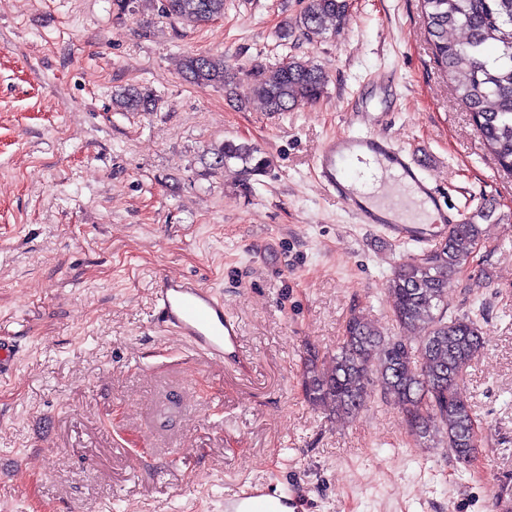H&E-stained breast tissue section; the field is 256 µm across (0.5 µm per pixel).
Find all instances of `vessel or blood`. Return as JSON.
Segmentation results:
<instances>
[{"instance_id": "b4317fda", "label": "vessel or blood", "mask_w": 512, "mask_h": 512, "mask_svg": "<svg viewBox=\"0 0 512 512\" xmlns=\"http://www.w3.org/2000/svg\"><path fill=\"white\" fill-rule=\"evenodd\" d=\"M314 166L321 184L347 204L360 223L380 228L395 240L420 241L424 232L418 224L387 218L385 209L367 204L364 185L396 189L409 204L432 205L434 221L443 228L463 220L462 214L442 207L436 188L424 174L423 163L372 127L327 138ZM154 299L153 322L159 330L178 334L198 353L244 368L239 324L212 288L192 278L161 275L155 281ZM288 500L285 493L254 485L225 498L224 508L226 512H282Z\"/></svg>"}]
</instances>
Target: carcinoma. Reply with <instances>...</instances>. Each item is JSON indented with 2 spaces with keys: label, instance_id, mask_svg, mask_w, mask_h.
Instances as JSON below:
<instances>
[{
  "label": "carcinoma",
  "instance_id": "obj_1",
  "mask_svg": "<svg viewBox=\"0 0 512 512\" xmlns=\"http://www.w3.org/2000/svg\"><path fill=\"white\" fill-rule=\"evenodd\" d=\"M161 13L196 24L224 15V0H161ZM420 13L436 62L448 74L465 104L486 149L499 167L512 171V0H420ZM348 0H305L299 26L310 33L327 20L342 27ZM459 29L466 38L448 39ZM181 73L189 83L224 88L237 108L252 99L267 111L293 112L319 100L327 76L310 61L289 57L272 67L256 66L241 78L224 57L186 55ZM122 112H150L153 99L137 88L114 95ZM249 144L226 142L213 149L211 169L232 160H254ZM492 211L480 207L467 222L453 227L441 247L427 260L410 258L399 264L390 281L392 315L400 335H384L363 313L352 311L340 336L334 368L319 366V352L308 348L303 358V393L309 404L340 418L357 415L380 393L403 415L409 433L422 444L441 445L461 463L476 458L471 404L459 392L471 362L484 349L478 322L448 315L444 299L459 274L477 261L476 246L484 242L477 219Z\"/></svg>",
  "mask_w": 512,
  "mask_h": 512
}]
</instances>
